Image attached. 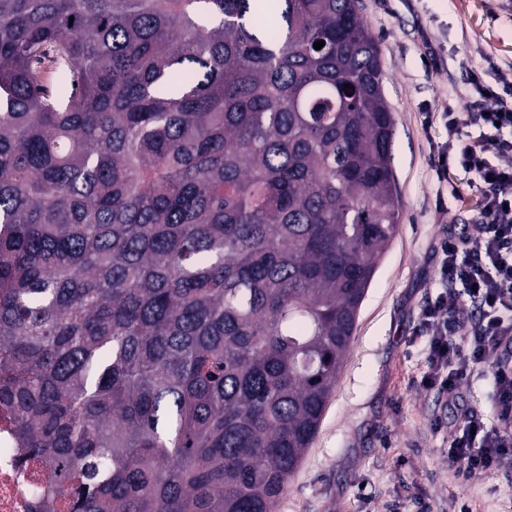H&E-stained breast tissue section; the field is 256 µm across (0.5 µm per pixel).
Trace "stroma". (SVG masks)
Masks as SVG:
<instances>
[{
    "label": "stroma",
    "mask_w": 512,
    "mask_h": 512,
    "mask_svg": "<svg viewBox=\"0 0 512 512\" xmlns=\"http://www.w3.org/2000/svg\"><path fill=\"white\" fill-rule=\"evenodd\" d=\"M375 37L385 99L395 121L392 166L400 202L398 231L361 304L336 389L319 430L289 480L275 512H453L468 500L474 512H500L512 499V461L493 475L464 480L448 470L447 432H433L443 407L419 385L427 339L418 314L432 293L435 246L476 214L477 197L462 174L439 185L436 144L448 138L442 113L472 97L470 71L484 56L512 72V0H359ZM459 190L447 211L437 192ZM492 369L464 384L465 403L495 422Z\"/></svg>",
    "instance_id": "35a3bbf8"
}]
</instances>
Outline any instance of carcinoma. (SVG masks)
<instances>
[{
	"label": "carcinoma",
	"mask_w": 512,
	"mask_h": 512,
	"mask_svg": "<svg viewBox=\"0 0 512 512\" xmlns=\"http://www.w3.org/2000/svg\"><path fill=\"white\" fill-rule=\"evenodd\" d=\"M382 83L358 0H0L35 512H273L397 231Z\"/></svg>",
	"instance_id": "cac0c4a2"
}]
</instances>
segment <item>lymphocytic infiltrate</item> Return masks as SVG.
<instances>
[{
    "instance_id": "lymphocytic-infiltrate-1",
    "label": "lymphocytic infiltrate",
    "mask_w": 512,
    "mask_h": 512,
    "mask_svg": "<svg viewBox=\"0 0 512 512\" xmlns=\"http://www.w3.org/2000/svg\"><path fill=\"white\" fill-rule=\"evenodd\" d=\"M484 71L470 74L469 86L480 96L475 112L447 111V143L435 151L433 167L447 180L450 166L470 175L480 195L475 224L449 235L436 248L434 294L419 313L418 335L428 339L425 388L457 412L448 438V464L454 476L498 471L512 458V78L500 74L487 87ZM478 126L472 136L468 127ZM470 305L477 317L460 318ZM494 370L497 425L464 407L462 386L483 367Z\"/></svg>"
}]
</instances>
